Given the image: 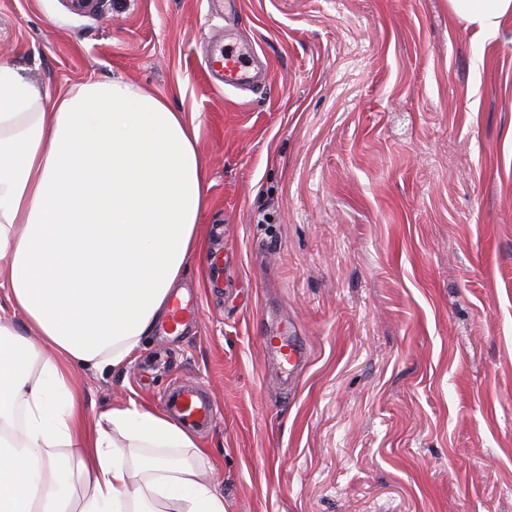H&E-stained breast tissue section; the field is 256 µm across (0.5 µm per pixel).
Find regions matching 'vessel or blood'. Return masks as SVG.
<instances>
[{
  "label": "vessel or blood",
  "mask_w": 512,
  "mask_h": 512,
  "mask_svg": "<svg viewBox=\"0 0 512 512\" xmlns=\"http://www.w3.org/2000/svg\"><path fill=\"white\" fill-rule=\"evenodd\" d=\"M205 65L212 84L218 89L245 92L264 78L259 54L249 43L225 49L220 58H207ZM171 308L169 329L173 332L199 313L197 304L179 298L173 300ZM263 342L281 366H295L302 356V350L293 337L271 333L264 336ZM162 399L168 411L189 430H205L214 421L215 410L196 384L183 382L174 385L163 394Z\"/></svg>",
  "instance_id": "vessel-or-blood-1"
}]
</instances>
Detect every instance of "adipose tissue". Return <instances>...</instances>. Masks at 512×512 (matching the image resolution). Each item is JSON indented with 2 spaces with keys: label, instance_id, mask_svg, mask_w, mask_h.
<instances>
[{
  "label": "adipose tissue",
  "instance_id": "obj_1",
  "mask_svg": "<svg viewBox=\"0 0 512 512\" xmlns=\"http://www.w3.org/2000/svg\"><path fill=\"white\" fill-rule=\"evenodd\" d=\"M485 33L512 0H448ZM195 116L115 78L49 95L0 59V512H225L195 436L136 399L89 412L76 371L138 357L205 249Z\"/></svg>",
  "mask_w": 512,
  "mask_h": 512
}]
</instances>
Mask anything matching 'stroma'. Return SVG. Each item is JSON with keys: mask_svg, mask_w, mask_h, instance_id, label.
<instances>
[{"mask_svg": "<svg viewBox=\"0 0 512 512\" xmlns=\"http://www.w3.org/2000/svg\"><path fill=\"white\" fill-rule=\"evenodd\" d=\"M268 78L210 86L225 33ZM50 93L117 76L193 112L211 186L199 314L88 408L177 381L226 512H512V23L448 0H0V57ZM309 359L282 373L264 329ZM453 16L485 33L512 21V0H448ZM162 399L168 411L189 430L203 431L214 421L215 409L196 384L182 382L174 385Z\"/></svg>", "mask_w": 512, "mask_h": 512, "instance_id": "stroma-1", "label": "stroma"}]
</instances>
